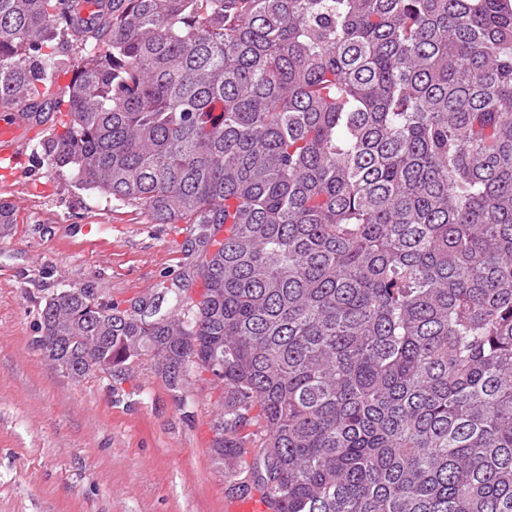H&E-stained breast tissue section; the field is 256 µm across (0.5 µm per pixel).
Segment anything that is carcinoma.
Instances as JSON below:
<instances>
[{
	"label": "carcinoma",
	"mask_w": 512,
	"mask_h": 512,
	"mask_svg": "<svg viewBox=\"0 0 512 512\" xmlns=\"http://www.w3.org/2000/svg\"><path fill=\"white\" fill-rule=\"evenodd\" d=\"M74 2L0 0V104L83 45L51 165L224 240L191 318L64 291L44 358L212 372V460L272 512H512V4Z\"/></svg>",
	"instance_id": "carcinoma-1"
}]
</instances>
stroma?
Masks as SVG:
<instances>
[{"mask_svg":"<svg viewBox=\"0 0 512 512\" xmlns=\"http://www.w3.org/2000/svg\"><path fill=\"white\" fill-rule=\"evenodd\" d=\"M0 173L16 210L0 238V512H226L235 497L210 453L224 385L200 366L170 388L152 356L75 383L36 346L41 311L81 289L133 312L199 301L213 226L159 224L142 206L79 183L43 156Z\"/></svg>","mask_w":512,"mask_h":512,"instance_id":"35a3bbf8","label":"stroma"}]
</instances>
